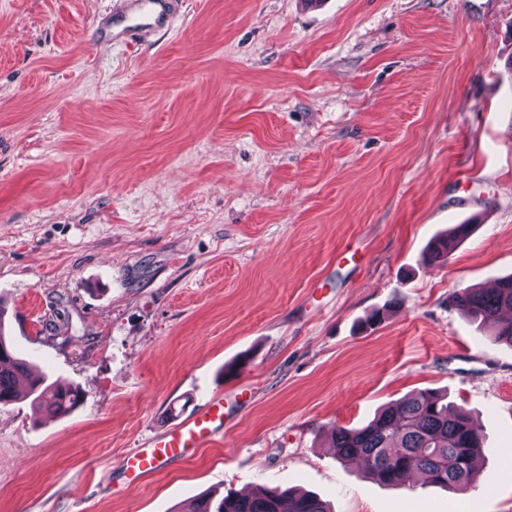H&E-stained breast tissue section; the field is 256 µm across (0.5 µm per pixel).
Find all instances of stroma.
I'll return each mask as SVG.
<instances>
[{"label": "stroma", "mask_w": 512, "mask_h": 512, "mask_svg": "<svg viewBox=\"0 0 512 512\" xmlns=\"http://www.w3.org/2000/svg\"><path fill=\"white\" fill-rule=\"evenodd\" d=\"M181 2L124 40L114 0H0V333L85 394L0 407V512H512V347L449 301L512 274V0ZM422 389L480 427L477 488L337 460ZM217 391L222 435L126 477ZM469 232V224H457L452 234L448 237H439L431 241L423 255V259L430 264L446 261L452 248L457 242L467 237ZM189 512H330L319 497L293 491L260 489L250 494L200 497Z\"/></svg>", "instance_id": "1"}]
</instances>
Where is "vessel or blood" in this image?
I'll list each match as a JSON object with an SVG mask.
<instances>
[{
  "mask_svg": "<svg viewBox=\"0 0 512 512\" xmlns=\"http://www.w3.org/2000/svg\"><path fill=\"white\" fill-rule=\"evenodd\" d=\"M174 13L172 0H131L127 9L131 32H153L168 26ZM224 432V397L212 395L204 407L166 431L151 436L144 447L127 454L122 467L140 480L161 466L190 458Z\"/></svg>",
  "mask_w": 512,
  "mask_h": 512,
  "instance_id": "vessel-or-blood-1",
  "label": "vessel or blood"
}]
</instances>
